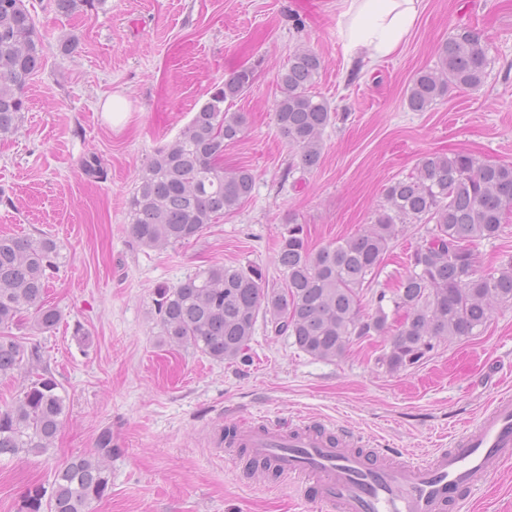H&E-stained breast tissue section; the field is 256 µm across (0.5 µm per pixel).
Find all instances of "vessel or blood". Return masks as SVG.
<instances>
[{"label":"vessel or blood","instance_id":"obj_1","mask_svg":"<svg viewBox=\"0 0 512 512\" xmlns=\"http://www.w3.org/2000/svg\"><path fill=\"white\" fill-rule=\"evenodd\" d=\"M234 443L329 512H460L489 475L512 461V396L499 397L450 447L420 462L402 448H343L302 425L284 431L246 419Z\"/></svg>","mask_w":512,"mask_h":512}]
</instances>
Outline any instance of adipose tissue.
<instances>
[{"label":"adipose tissue","instance_id":"ef3b65f1","mask_svg":"<svg viewBox=\"0 0 512 512\" xmlns=\"http://www.w3.org/2000/svg\"><path fill=\"white\" fill-rule=\"evenodd\" d=\"M348 55L377 62L394 54L413 28L422 0H344Z\"/></svg>","mask_w":512,"mask_h":512}]
</instances>
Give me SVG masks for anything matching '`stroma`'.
I'll return each instance as SVG.
<instances>
[{
  "instance_id": "35a3bbf8",
  "label": "stroma",
  "mask_w": 512,
  "mask_h": 512,
  "mask_svg": "<svg viewBox=\"0 0 512 512\" xmlns=\"http://www.w3.org/2000/svg\"><path fill=\"white\" fill-rule=\"evenodd\" d=\"M394 55L351 60L340 0H98L61 16L54 0H25L44 45L25 88L18 132L0 138V234L47 235L59 249L46 301L57 326L16 329L39 344L63 387L68 414L52 449L0 459V512H21L28 488L51 487L55 470L112 429V488L89 512H328L314 498L225 447L224 419L303 417L420 454L448 443L498 395L512 393V305L495 306L481 335L435 344L416 366L382 364L391 338L354 339L319 360L257 322L249 363H219L167 345L156 291L219 263H253L282 282L275 261L288 220L317 249L373 223L385 187L422 159L461 152L512 164V0H423ZM476 28L491 64L476 91L453 88L424 112L405 91L436 62L457 27ZM300 46L323 59L315 91L337 112L322 133L319 165L293 168L274 121L277 77ZM251 67L255 80L231 109L248 128L224 149V166L256 176L251 197L188 244L159 251L130 232L137 178L171 143L214 84ZM122 94L129 114L112 127L102 105ZM96 158L95 173L84 163ZM426 227L401 224L375 280L361 293L374 315ZM467 512H512V463L476 491Z\"/></svg>"
}]
</instances>
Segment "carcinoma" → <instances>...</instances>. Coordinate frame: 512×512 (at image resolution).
<instances>
[{
    "instance_id": "obj_1",
    "label": "carcinoma",
    "mask_w": 512,
    "mask_h": 512,
    "mask_svg": "<svg viewBox=\"0 0 512 512\" xmlns=\"http://www.w3.org/2000/svg\"><path fill=\"white\" fill-rule=\"evenodd\" d=\"M54 2L65 16L94 5ZM42 56V38L24 0H0V137L18 131L22 92ZM490 63L486 41L470 27L456 28L438 45L435 66L418 72L408 86V107L424 112L451 86L480 88ZM321 67L317 53L299 47L278 82L275 122L304 169L319 164L321 134L334 118L330 104L312 92ZM253 80L252 68L231 73L142 170L130 204L131 234L139 245L160 250L196 240L250 198L252 170H224V147L243 136L246 116L224 103L241 97ZM511 212L512 164L483 163L464 153L429 156L416 174L386 187L373 224L355 236L315 250L303 225H283L276 253L282 286L269 283L257 266L213 264L158 289L165 342L236 363L247 359L261 316L271 332L293 339L300 351L333 361L354 338L385 332L391 319L396 329L383 362L392 370L417 364L434 341L478 336L494 304H512V259L483 269L471 249L476 241L498 238ZM413 223L430 225L428 234L392 296L380 293L375 315L363 320L361 291L377 275L397 226ZM58 258L57 243L48 236H0V376L24 366L35 375L0 406V457L48 452L67 416L62 385L45 365L41 347L26 348L12 334L27 314L39 331L59 322V312L45 305ZM112 453V428L105 426L90 453L55 471L50 497L39 487L27 492L24 512H88L91 501L109 494Z\"/></svg>"
}]
</instances>
